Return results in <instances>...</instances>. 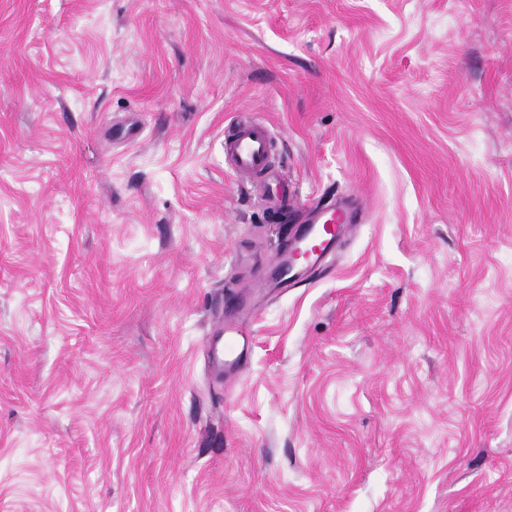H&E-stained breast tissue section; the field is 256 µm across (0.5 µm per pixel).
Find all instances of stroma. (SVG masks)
I'll return each mask as SVG.
<instances>
[{
    "instance_id": "35a3bbf8",
    "label": "stroma",
    "mask_w": 512,
    "mask_h": 512,
    "mask_svg": "<svg viewBox=\"0 0 512 512\" xmlns=\"http://www.w3.org/2000/svg\"><path fill=\"white\" fill-rule=\"evenodd\" d=\"M0 512H512V0H0ZM224 137V157L231 162L234 174L253 182L269 165L271 133L260 123L235 121ZM358 221L354 208L345 204L323 206L316 203L308 208L307 226L303 233L287 241L275 258L279 283L288 288L297 283L301 270L294 262L288 264L289 254L294 257L299 253L306 255V265L310 268H322L328 256L335 250L336 243L346 229ZM223 333L224 348H209L211 366L216 367L218 374H236L247 365L252 338L243 329L242 322L232 316H225L224 327L216 336H222Z\"/></svg>"
}]
</instances>
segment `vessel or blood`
Here are the masks:
<instances>
[{"mask_svg": "<svg viewBox=\"0 0 512 512\" xmlns=\"http://www.w3.org/2000/svg\"><path fill=\"white\" fill-rule=\"evenodd\" d=\"M270 148L271 133L260 123L233 122L224 138L225 158L230 160L234 174L248 182L257 180L267 170ZM356 221V210L344 204L309 207L303 233L287 241L275 259L280 284L288 288L301 277V270L289 264V256L301 253L306 257L307 267H324L341 235ZM223 333L224 346L210 348V362L218 373L235 374L247 365L252 338L241 321L232 316L225 317Z\"/></svg>", "mask_w": 512, "mask_h": 512, "instance_id": "obj_1", "label": "vessel or blood"}]
</instances>
